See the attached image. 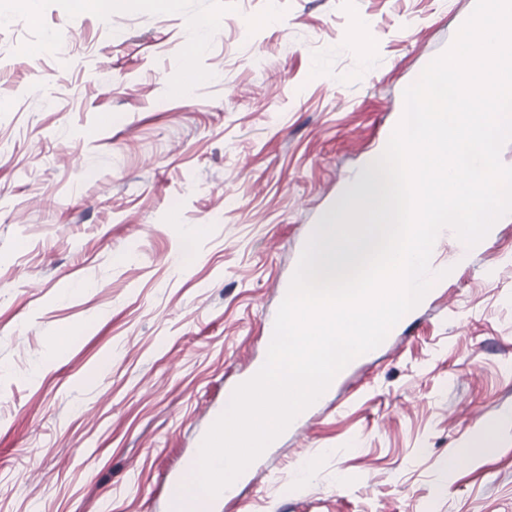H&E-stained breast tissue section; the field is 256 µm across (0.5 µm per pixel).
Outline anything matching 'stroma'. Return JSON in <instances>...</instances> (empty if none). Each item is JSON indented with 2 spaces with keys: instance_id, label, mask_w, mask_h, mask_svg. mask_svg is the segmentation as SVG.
Instances as JSON below:
<instances>
[{
  "instance_id": "stroma-1",
  "label": "stroma",
  "mask_w": 512,
  "mask_h": 512,
  "mask_svg": "<svg viewBox=\"0 0 512 512\" xmlns=\"http://www.w3.org/2000/svg\"><path fill=\"white\" fill-rule=\"evenodd\" d=\"M475 3L0 0V512H166ZM240 480L213 512H512V220ZM182 476L175 475L166 483V501L170 512H180L178 509L192 510L194 505L189 503L182 495Z\"/></svg>"
}]
</instances>
